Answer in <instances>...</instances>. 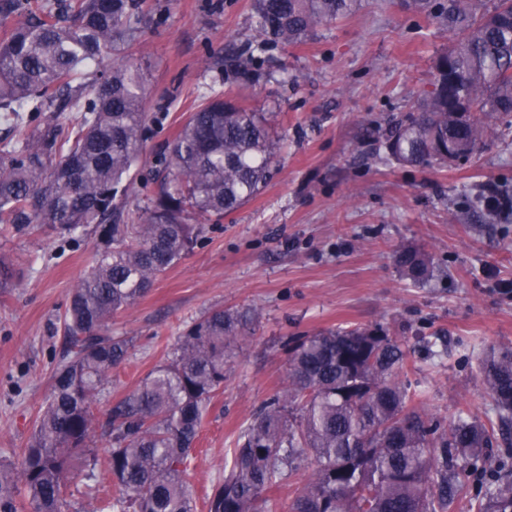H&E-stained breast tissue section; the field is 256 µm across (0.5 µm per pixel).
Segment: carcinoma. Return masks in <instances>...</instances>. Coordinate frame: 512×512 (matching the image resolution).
<instances>
[{
    "mask_svg": "<svg viewBox=\"0 0 512 512\" xmlns=\"http://www.w3.org/2000/svg\"><path fill=\"white\" fill-rule=\"evenodd\" d=\"M357 2L252 0L262 39L224 57L227 80L256 81L269 45L300 42ZM473 2L406 0L454 38L436 58L417 110L386 129L388 159L446 167L448 147L469 159L496 122L512 116V0H495L480 14ZM136 8V0H0L1 15L26 14L0 43V119L11 135L0 149V229L91 225L100 246L70 293L64 350L33 432L0 463V512H63L68 488L100 464L114 491L95 512H195L188 460L204 412L224 388L229 348L246 339L243 314L210 309L134 390L101 405L112 371L133 350L132 339L112 335V317L190 252L200 228L187 222L188 210L218 220L237 210L265 187L281 149L262 113L205 97L167 146L154 197L130 220L125 203L149 116L141 73L112 51L120 40H137ZM462 105L472 110L467 123L457 118ZM67 109L82 113L71 128L54 116ZM396 261L415 283L432 276L422 249L406 248ZM408 361L405 344L382 327L293 342L287 384L239 435L208 512H260L267 494L307 460L314 468L290 512H448L467 494L455 478L457 460L476 463L499 443L512 447V348L480 360L495 425L444 426L400 379ZM470 508L512 512V481L492 478Z\"/></svg>",
    "mask_w": 512,
    "mask_h": 512,
    "instance_id": "1",
    "label": "carcinoma"
}]
</instances>
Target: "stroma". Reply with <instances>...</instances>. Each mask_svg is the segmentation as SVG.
Wrapping results in <instances>:
<instances>
[{"label":"stroma","instance_id":"stroma-1","mask_svg":"<svg viewBox=\"0 0 512 512\" xmlns=\"http://www.w3.org/2000/svg\"><path fill=\"white\" fill-rule=\"evenodd\" d=\"M251 3L140 0L141 32L125 52L144 78L150 117L129 212L147 205L156 159L201 97L223 94L268 113L287 138L266 187L221 220L190 215L197 244L112 319L113 333L135 347L105 387L106 403L135 389L205 311L252 317L188 466L197 512H207L241 429L285 384L294 338L350 324L386 328L412 350L403 381L448 423L494 418L478 362L484 349L512 347V295L500 287L512 281V214L489 224L469 204L488 185L512 190V128L442 170L377 154L388 124L429 88L452 32L403 0H360L303 41L270 47L258 83H228V46L259 38ZM97 244L89 228L0 234V256L18 271L15 288L0 292V461L32 431L62 351L70 290ZM410 246L431 258L426 284H411L396 264Z\"/></svg>","mask_w":512,"mask_h":512}]
</instances>
